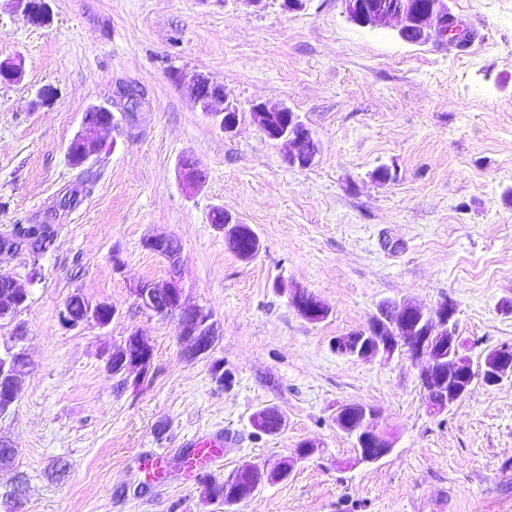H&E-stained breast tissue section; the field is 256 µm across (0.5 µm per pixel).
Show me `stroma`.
I'll return each mask as SVG.
<instances>
[{
	"label": "stroma",
	"mask_w": 512,
	"mask_h": 512,
	"mask_svg": "<svg viewBox=\"0 0 512 512\" xmlns=\"http://www.w3.org/2000/svg\"><path fill=\"white\" fill-rule=\"evenodd\" d=\"M281 3L50 0L49 23L35 27L0 0V60L22 58L25 70L0 84V233L45 217L57 231L39 260L0 254V275L28 292L0 320V340L14 322L28 330L25 390L0 417V440L18 450L0 467V496L26 479L25 512H224L186 462L189 443L216 437L224 446L208 471L218 478L294 456L306 440L322 446L236 512H512V381H474L433 414L407 356L331 347L383 302L432 310L447 300L473 362L512 345V0H448L471 35L463 49L354 25L341 0L291 13ZM176 70L223 86L239 113L233 133L193 103ZM48 84L55 99L34 107ZM127 84L141 93L137 110L114 112L100 132L106 151L70 165L84 112ZM258 102L288 106L312 130V167L283 163L252 120ZM186 156L205 176L194 190L180 179ZM382 165L394 181L375 180ZM89 177L81 204L59 208ZM216 207L257 233L254 259L211 224ZM153 236L179 241V269L145 247ZM174 274L186 303L214 315L207 357L186 359L175 319L132 293ZM280 280L318 295L328 317L303 319ZM77 292L112 303L106 328L60 325ZM134 329L154 350L137 390L104 358ZM216 362L231 374L222 386ZM344 404L377 410L387 457L357 463L336 427ZM272 406L282 429L257 433L251 416ZM155 452L165 472L149 482L139 464ZM61 459L70 469L59 480Z\"/></svg>",
	"instance_id": "stroma-1"
}]
</instances>
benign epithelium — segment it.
Returning <instances> with one entry per match:
<instances>
[{"instance_id": "benign-epithelium-1", "label": "benign epithelium", "mask_w": 512, "mask_h": 512, "mask_svg": "<svg viewBox=\"0 0 512 512\" xmlns=\"http://www.w3.org/2000/svg\"><path fill=\"white\" fill-rule=\"evenodd\" d=\"M15 8L26 22L42 26L49 21L50 13L46 0H13ZM344 14L348 21L371 29H391L398 37L409 41L415 36L414 44H425L438 36L452 43L461 44L467 39V29L449 9L448 0H426L419 4L415 0H384L382 3L367 6L361 0H342ZM24 77L22 61L6 59L0 61V83H19ZM174 80L185 87L195 105L210 113L219 123L224 133L234 132L238 125V115L228 113V108L213 109L216 102L225 101L224 87L212 83L200 72H182ZM283 115L288 118L284 131L271 137L283 150L284 162L293 168L311 167L319 153L317 140L311 129L300 117L285 105L257 103L252 108V119L264 127L269 117ZM110 110L89 107L82 117L81 129L76 134L80 145L81 164L85 165L97 158L105 149V143L98 132L111 125L107 119ZM183 184L199 186L200 171L188 157L180 162ZM170 238L156 237L148 240V245L157 248L165 246L163 257L175 268L181 263V254L167 248ZM281 292L288 297L290 305L307 321L320 322L328 316L323 301L313 292L290 287L283 283ZM136 300L145 310L152 313L171 314L176 317L177 335L184 344L183 353L190 360L210 352L215 335L213 314L202 306H188L183 301V288L177 278H172L162 288L150 283H140L134 288ZM456 306L453 301L443 302L434 311L421 306L404 303L390 306L388 316L371 319L358 330L338 336L333 340L334 351H342L359 358L381 357L391 359L405 353L419 370V380L427 396L429 410L441 413L460 401L468 392L472 382L461 383L457 376L465 372L479 376L484 384L494 387L504 380H512V356L500 353L492 361H485L479 370L467 367L459 360L461 341L456 332ZM153 362V348L139 332H131L124 344L110 353L106 367L112 375L135 371H148ZM28 358L23 365L0 366V377L15 384L14 392L0 402V416L10 412L22 394L18 381L27 377ZM376 411L365 405H344L336 412V427L355 440L359 448L358 461L375 463L388 456L393 443L376 428ZM298 456L292 464L261 465L243 463L247 474L257 479L255 488L281 482L290 476L293 465L301 461Z\"/></svg>"}]
</instances>
